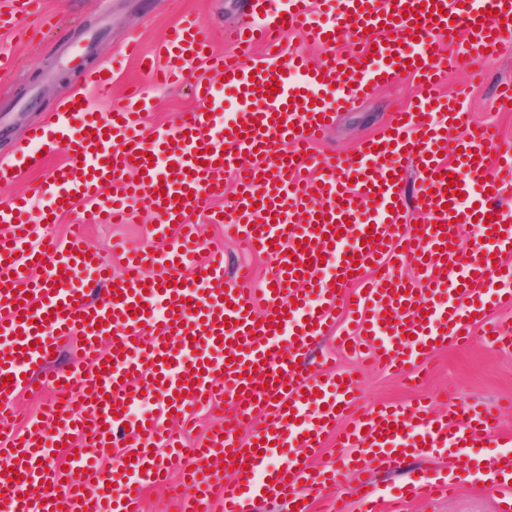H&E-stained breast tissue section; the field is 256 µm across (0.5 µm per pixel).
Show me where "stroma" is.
<instances>
[{
  "instance_id": "obj_1",
  "label": "stroma",
  "mask_w": 512,
  "mask_h": 512,
  "mask_svg": "<svg viewBox=\"0 0 512 512\" xmlns=\"http://www.w3.org/2000/svg\"><path fill=\"white\" fill-rule=\"evenodd\" d=\"M245 9L246 0H43L41 14L24 23L25 41L0 30V52L13 53L19 62L16 70L0 75V159H12L16 147L26 143L31 129L45 125L76 90H83L92 107L104 113L110 95L141 82L143 76L136 65L125 61L112 79L111 93L78 86L79 70L111 65L129 37H137L141 50L153 51L169 26L183 14L193 12L204 18L216 46L226 50L230 44L224 33ZM481 68L484 77L479 81L466 71L447 69L441 75V87L464 101L473 125L496 128L499 149H512V106L497 98L499 84L512 81V39L482 60ZM417 93L416 81L405 75L376 88L356 108L337 111L333 127L317 145L318 151H353L363 139L380 134L393 110ZM150 96L152 108L145 116L150 126L178 123L197 107L185 86L155 87ZM194 221L201 226L206 247H223L231 272L249 271L256 283L269 272L270 260L251 254L242 243L226 237L223 225L205 223L199 215ZM154 222L153 216L138 215L117 224H90L83 244L99 250L116 240L148 246L152 243L149 227ZM330 352L336 355L338 371L359 370L360 404L365 408L419 399L430 401L436 410L447 402L458 407L482 403L493 408L512 399V349H494L478 329L472 330L467 346L431 354L423 382L414 387L400 373L335 352L330 337L320 341L311 359L319 361L322 354ZM424 469L455 475L457 494L429 503L407 502L402 512H498V493L486 487L466 457L452 451L414 457L402 462L396 471L372 472L367 479L384 490L403 485Z\"/></svg>"
}]
</instances>
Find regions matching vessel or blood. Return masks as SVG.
I'll return each mask as SVG.
<instances>
[{
	"mask_svg": "<svg viewBox=\"0 0 512 512\" xmlns=\"http://www.w3.org/2000/svg\"><path fill=\"white\" fill-rule=\"evenodd\" d=\"M0 27L20 29L42 0H0ZM512 0H250L222 54L196 15L170 28L154 55L131 47L145 80L109 112L69 99L52 126L34 128L19 162L41 154L64 159L29 195L0 203V512H141L147 487L178 472V512H251L257 499L283 498L293 512L339 475L393 467L396 449L434 452L474 447L498 424L481 404L439 413L422 402L359 410L353 376L309 368L312 346L332 333L339 311L354 317L359 344L383 367L420 370L425 355L465 344V332L489 329L493 344L512 332L491 323L489 307L512 304V153H488L497 136L473 129L462 103L439 96L442 67H472L512 38L501 10ZM321 46L312 61L289 54L295 30ZM205 75H196L198 66ZM412 76L422 89L394 113L391 132L366 139L356 154L314 152L337 107L356 106L384 79ZM277 92H270V80ZM190 83L200 105L175 127H147L148 87ZM260 109L216 127L219 89ZM461 127L459 151L444 156V133ZM417 166L414 226L402 158ZM236 188L224 210V172ZM60 218L81 210L85 224L111 223L139 208L155 215L166 249L123 251L113 277L107 257L78 241L35 240L26 215L33 202ZM206 211L229 234L266 255L273 267L260 287L231 279L223 251L204 250L192 213ZM478 240L464 253L462 224ZM206 258H199V251ZM166 275L156 276L155 267ZM413 267V278L401 270ZM191 276H184V269ZM358 285L343 295L346 285ZM81 336L80 361L51 369L62 339ZM56 386L44 420L16 432L14 399L32 384ZM149 412L131 416L134 406ZM225 405L224 423L193 447L170 426L200 406ZM259 428L247 430L254 417ZM335 436L343 471L312 468ZM65 445L69 470L45 465L46 448ZM293 454L272 463L273 446ZM121 449L112 471L98 453ZM235 479H224L225 470ZM512 453L488 457L483 480L512 512ZM455 479L422 474L404 499L452 492ZM334 512H379L373 492Z\"/></svg>",
	"mask_w": 512,
	"mask_h": 512,
	"instance_id": "vessel-or-blood-1",
	"label": "vessel or blood"
}]
</instances>
